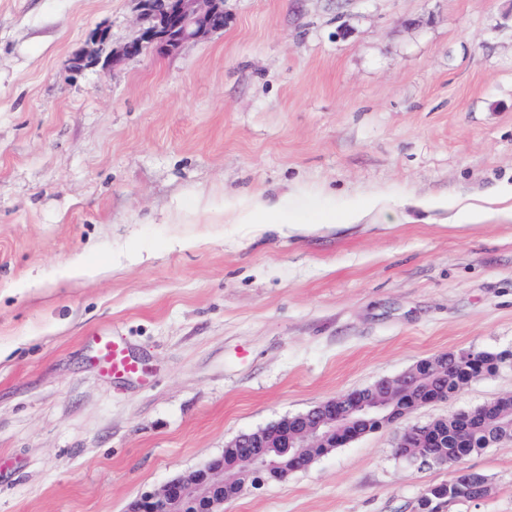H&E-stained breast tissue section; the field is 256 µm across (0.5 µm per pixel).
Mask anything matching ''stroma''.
I'll return each mask as SVG.
<instances>
[{"label": "stroma", "instance_id": "stroma-1", "mask_svg": "<svg viewBox=\"0 0 512 512\" xmlns=\"http://www.w3.org/2000/svg\"><path fill=\"white\" fill-rule=\"evenodd\" d=\"M137 0H0V512H126L225 442L443 352L512 348V221L418 198L512 181V0H224V27L111 72ZM289 194L308 234L213 223ZM383 194L359 225L322 220ZM81 256L98 273L62 278ZM146 371L117 381L93 336ZM512 393V369L410 417ZM394 425L224 512H414L450 469ZM512 512V439L464 462Z\"/></svg>", "mask_w": 512, "mask_h": 512}]
</instances>
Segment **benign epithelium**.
<instances>
[{"mask_svg": "<svg viewBox=\"0 0 512 512\" xmlns=\"http://www.w3.org/2000/svg\"><path fill=\"white\" fill-rule=\"evenodd\" d=\"M140 36L101 57L109 35L103 28L88 32L90 49L69 60L76 72L101 66L108 71L122 59L135 58L146 50L159 54L176 51L184 42L202 38L224 27V0H138ZM496 373L512 367V350L489 355L471 353L465 357H448L440 353L418 361L401 375L381 378L371 385L339 394L312 408L254 431L237 435L224 448L235 449L232 463L219 455L194 471L176 476L160 488L132 501L127 512H224V505L234 500L250 483L281 482L294 472L305 470L329 451L343 447L360 437L406 421L420 407L451 400L462 388L480 376L477 364ZM456 374L448 384L449 366ZM487 405L471 411L449 414L445 420L420 425L409 424L397 447L412 448L424 442L436 452L426 457L430 467H456L467 454L463 433L481 416ZM458 429L454 440L448 439L444 423ZM512 439V421L502 420L488 428L485 447ZM457 448L448 457L447 449Z\"/></svg>", "mask_w": 512, "mask_h": 512, "instance_id": "obj_1", "label": "benign epithelium"}]
</instances>
